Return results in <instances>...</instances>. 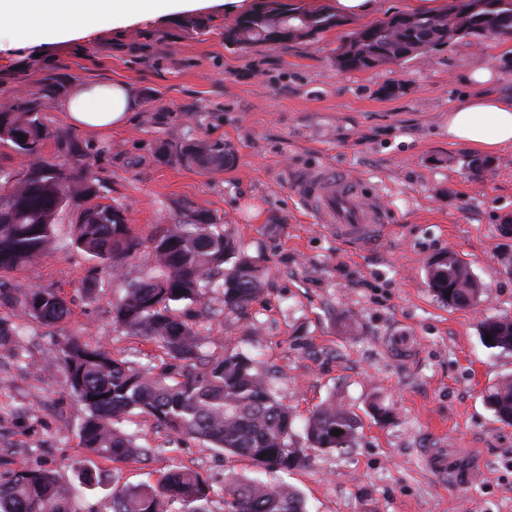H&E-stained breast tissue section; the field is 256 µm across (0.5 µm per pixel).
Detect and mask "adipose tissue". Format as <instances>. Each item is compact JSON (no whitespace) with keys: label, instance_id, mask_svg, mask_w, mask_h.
<instances>
[{"label":"adipose tissue","instance_id":"obj_1","mask_svg":"<svg viewBox=\"0 0 512 512\" xmlns=\"http://www.w3.org/2000/svg\"><path fill=\"white\" fill-rule=\"evenodd\" d=\"M161 0H0V42L14 48L37 45L35 28L60 31L74 40L102 29L137 21L159 11ZM496 66L463 75L471 94L448 107V139L471 151L512 148V97L487 91ZM135 103L118 83L75 85L59 105L70 127L96 133L127 123Z\"/></svg>","mask_w":512,"mask_h":512}]
</instances>
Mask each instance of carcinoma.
Listing matches in <instances>:
<instances>
[{
  "label": "carcinoma",
  "instance_id": "carcinoma-1",
  "mask_svg": "<svg viewBox=\"0 0 512 512\" xmlns=\"http://www.w3.org/2000/svg\"><path fill=\"white\" fill-rule=\"evenodd\" d=\"M497 19L496 35L512 37V0H448L437 14L395 11L346 32L337 50L360 44L363 57H350L341 71H361L398 58V35L414 38L428 50L469 39L471 32L456 20L473 27L484 16ZM288 29L285 42H304L350 22L331 6L314 11L286 8L269 0L242 15L224 32V41L238 49L274 44L268 30L274 23ZM0 141H10L28 160L21 175L0 168V270H16L42 257L54 237L55 218L70 203L80 204L74 224L77 248L101 261L117 262L140 246L120 205L98 202L99 190L89 176L91 164L71 138L55 134L40 118L41 98L24 97L16 87L0 83ZM73 158L65 171L44 156L46 141ZM162 161L176 159L203 171L222 169L233 161L224 142L205 141L188 133L182 143L163 147ZM156 273L127 288L113 306L112 321L127 331L159 344L175 361L161 373L129 365L101 347L77 339L61 348L70 390L83 402L87 413L80 433L83 447L92 454L124 462L151 453L134 446L121 429L126 415H148L168 432L203 440L214 448L236 454L265 470L288 472L305 464L302 448L291 446L294 417L273 395L252 357L237 352L206 357L197 333L174 313L172 305L202 303L217 291L224 308L246 311L256 299L263 268L237 256V246L217 230L213 216L187 208L184 219L168 226L152 241ZM231 267L224 268V264ZM428 286L450 307H470L480 301L482 283L469 262L453 251L431 262ZM0 304L20 308L47 325L70 313L67 301L51 288H30L17 293L0 283ZM492 336L488 349L512 352V319L489 317L481 323V338ZM17 328L0 321V348L14 349ZM486 402L498 420L512 421V378L488 388ZM359 416L331 399L316 407L305 422L310 449L342 453L356 443ZM338 429L341 434L332 435ZM209 484L200 473L176 465L154 485L115 488L112 512H169L179 503L181 512H210ZM0 512H76L72 489L49 471L20 467L0 481ZM224 512H305L301 496L286 486L259 480L234 478L224 485Z\"/></svg>",
  "mask_w": 512,
  "mask_h": 512
}]
</instances>
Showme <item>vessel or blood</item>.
Instances as JSON below:
<instances>
[{
    "label": "vessel or blood",
    "instance_id": "vessel-or-blood-1",
    "mask_svg": "<svg viewBox=\"0 0 512 512\" xmlns=\"http://www.w3.org/2000/svg\"><path fill=\"white\" fill-rule=\"evenodd\" d=\"M301 197L314 213L318 223L335 227L337 233L362 237L373 225L385 223V213L379 204L361 205L360 184L347 181L337 172L315 170L298 184ZM427 469L438 476L458 473V454L444 448H431L424 454Z\"/></svg>",
    "mask_w": 512,
    "mask_h": 512
}]
</instances>
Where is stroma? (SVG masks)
<instances>
[{"label": "stroma", "mask_w": 512, "mask_h": 512, "mask_svg": "<svg viewBox=\"0 0 512 512\" xmlns=\"http://www.w3.org/2000/svg\"><path fill=\"white\" fill-rule=\"evenodd\" d=\"M190 17L205 33L186 28ZM236 19L222 0H209L35 50L0 48V81L41 98L53 129L66 130L58 105L74 84L131 88L138 109L126 125L68 132L89 156L103 203L121 205L143 241L118 265L93 258L72 242L69 207L42 258L0 271L18 290L59 291L71 310L46 325L0 306V320L22 329L17 349H0V476L24 466L69 484L76 467L101 473V483L80 488L78 512H112L113 488L156 483L178 464L211 486V512H222L224 484L235 476L295 487L306 512H512V424L484 400L489 386L512 377V352L480 339L485 318L512 317V236L502 231L512 218V149L472 170L475 152L448 140V105L470 91L460 74L498 60L496 88L511 95L512 48L463 40L402 64L340 72L333 51L342 30L237 50L224 42ZM49 77L61 91L47 97ZM391 83L397 90L385 95ZM189 130L229 144L233 162L204 171L160 161V148ZM316 167L372 187L388 224L359 240L316 223L295 190ZM188 207L208 211L267 270L247 313L225 309L218 294L185 311L204 354L255 359L295 414L292 444L306 449L304 467L269 472L141 416L122 427L148 457L115 463L81 445L85 408L58 363L61 348L75 337L138 368L169 365L157 343L117 327L112 308L153 271L150 238ZM449 251L484 284L477 306L451 307L431 292L427 267ZM90 277L95 287H86ZM332 396L362 421L342 454L309 449L304 433L306 417ZM373 400L390 408L387 423L373 419ZM443 444L470 460L477 479L427 470L424 449Z\"/></svg>", "instance_id": "1"}]
</instances>
